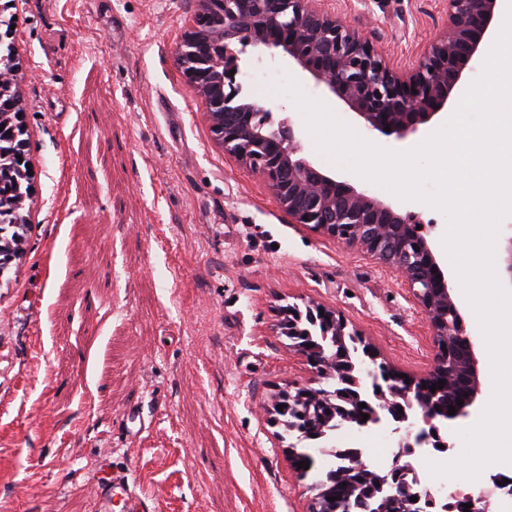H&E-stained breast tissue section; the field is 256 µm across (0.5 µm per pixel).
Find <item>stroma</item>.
<instances>
[{
    "label": "stroma",
    "mask_w": 512,
    "mask_h": 512,
    "mask_svg": "<svg viewBox=\"0 0 512 512\" xmlns=\"http://www.w3.org/2000/svg\"><path fill=\"white\" fill-rule=\"evenodd\" d=\"M412 68L448 26L447 0H326ZM197 0H0L15 16L33 194L24 254L0 281V512H91L102 477H135L147 512H308L313 477L273 421L281 392L319 387L281 329L322 305L389 367L433 365L427 316L391 268L289 222L269 185L215 141L177 50ZM293 77L358 134L362 120L281 54L237 77L291 117L323 173L418 215L439 264L445 215L321 154ZM367 134V133H366ZM147 427L125 436L124 413ZM342 448L397 445L394 423L335 431Z\"/></svg>",
    "instance_id": "obj_1"
}]
</instances>
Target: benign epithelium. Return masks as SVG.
Segmentation results:
<instances>
[{"mask_svg": "<svg viewBox=\"0 0 512 512\" xmlns=\"http://www.w3.org/2000/svg\"><path fill=\"white\" fill-rule=\"evenodd\" d=\"M319 0H202L221 23L218 37L224 41V94L207 101V110L224 113L220 143L224 152L249 164L269 183L281 207L298 224H306L330 236L358 244L367 255L397 270L422 305L434 332L433 367L423 377H402L385 368L395 388L380 390L379 407L367 412L362 426L381 422L383 414L398 413L403 404L416 403L420 413H404V435L387 467L373 475L362 458L336 449V468L351 466L356 474L344 509L336 512H370L362 489L373 482L391 488L400 512H490L492 490L451 497L438 505L426 486L404 485L401 476L410 460L424 455L433 443L437 422L465 417L481 392L479 361L474 343L463 328V318L452 297L448 281L425 237L418 235L416 217L332 178L298 156L300 141L291 118L282 120L266 140L251 139L247 112H266L237 82L242 55L250 47L276 49L317 82L324 84L363 120L370 132L394 134L402 139L422 124L448 110V101L463 79L471 59L482 53L497 36L498 0H448V30L431 44L415 69L401 77L384 61L379 48L361 38L346 23L316 6ZM390 131H385V127ZM300 312L288 309V335L305 355L315 374L324 379L321 350L311 349L293 336ZM309 325L320 326L333 339V360L348 353V343L357 333L346 331V322L320 307L308 316ZM453 378V387L439 388V381ZM352 385L330 389V403L355 401ZM463 400L453 415L444 417L435 409L438 394ZM417 501H411V498ZM471 508L464 509L465 504Z\"/></svg>", "mask_w": 512, "mask_h": 512, "instance_id": "obj_1", "label": "benign epithelium"}]
</instances>
